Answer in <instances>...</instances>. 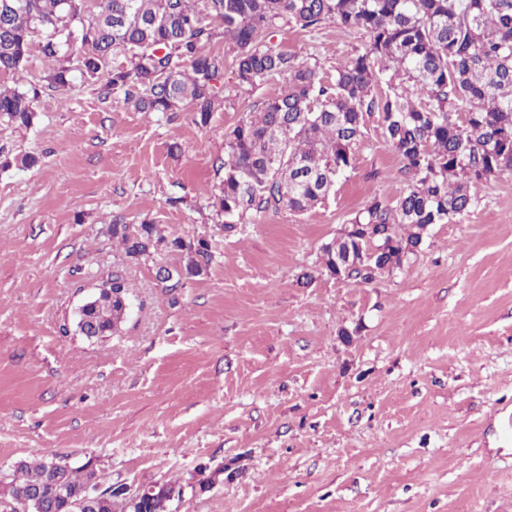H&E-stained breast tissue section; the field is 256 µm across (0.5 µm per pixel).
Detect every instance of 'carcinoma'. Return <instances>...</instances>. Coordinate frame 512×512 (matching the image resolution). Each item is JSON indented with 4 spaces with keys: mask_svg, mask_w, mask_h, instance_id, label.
<instances>
[{
    "mask_svg": "<svg viewBox=\"0 0 512 512\" xmlns=\"http://www.w3.org/2000/svg\"><path fill=\"white\" fill-rule=\"evenodd\" d=\"M0 0V123L29 127L40 89H67L75 74L107 76L137 112L194 113L199 126L224 107L208 81L224 73V55L206 50L216 36L207 19L224 25L235 44L238 84L255 87L272 76L281 90L256 105L226 134L223 173L213 207L225 234L250 209L303 212L322 202L352 168L366 119L379 114L384 135L410 182L395 205L375 200L349 220L364 226L341 245L381 249L353 279L369 282L420 249L423 226L455 223L475 205L471 189L512 171V0ZM316 30L326 23L364 30L369 44L323 78L318 62L279 47L281 23ZM40 45L42 88L9 86L31 61V34ZM121 54L125 63L114 66ZM408 85H374L390 68ZM112 238L129 257L167 248L185 255L176 282L197 277L211 260L205 240H166L156 224L113 222ZM128 287L112 288L83 304L78 322L101 338L127 315ZM95 461L73 467L37 459L0 472V505L13 510L17 493L42 492L45 512H72L66 499L91 482ZM88 512H161V505L123 502L105 487Z\"/></svg>",
    "mask_w": 512,
    "mask_h": 512,
    "instance_id": "1",
    "label": "carcinoma"
}]
</instances>
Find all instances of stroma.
I'll use <instances>...</instances> for the list:
<instances>
[{
	"label": "stroma",
	"mask_w": 512,
	"mask_h": 512,
	"mask_svg": "<svg viewBox=\"0 0 512 512\" xmlns=\"http://www.w3.org/2000/svg\"><path fill=\"white\" fill-rule=\"evenodd\" d=\"M276 40L327 74L368 43L332 23ZM208 49L226 101L207 125L80 77L30 128L0 125V470L91 459L136 489L223 467L174 512H512V174L400 269L336 279L323 245L407 190L372 117L322 203L251 211L224 235L225 134L282 80L239 86L230 43ZM24 153L38 164L5 166ZM116 221L206 240L212 262L169 287L158 271L178 253L127 257ZM115 274L127 318L87 339L76 312Z\"/></svg>",
	"instance_id": "stroma-1"
}]
</instances>
